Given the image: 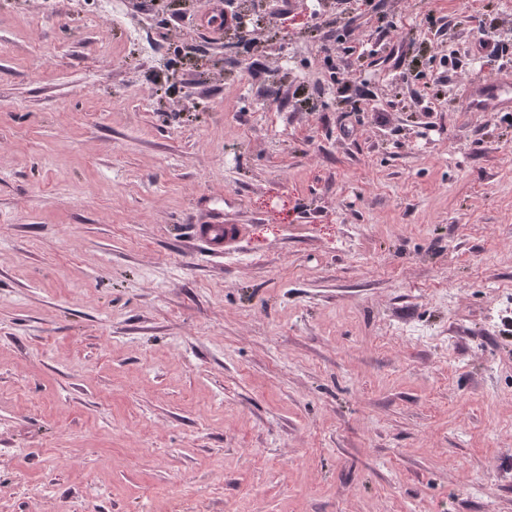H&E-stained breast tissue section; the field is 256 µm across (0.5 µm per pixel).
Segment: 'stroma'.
<instances>
[{
	"instance_id": "35a3bbf8",
	"label": "stroma",
	"mask_w": 512,
	"mask_h": 512,
	"mask_svg": "<svg viewBox=\"0 0 512 512\" xmlns=\"http://www.w3.org/2000/svg\"><path fill=\"white\" fill-rule=\"evenodd\" d=\"M211 7L0 0V512H512V0ZM472 112H507L512 109L511 66L493 80L469 84L465 88ZM195 234L205 242L212 254L220 256L229 251L236 230L235 227L228 224H208L196 228Z\"/></svg>"
}]
</instances>
